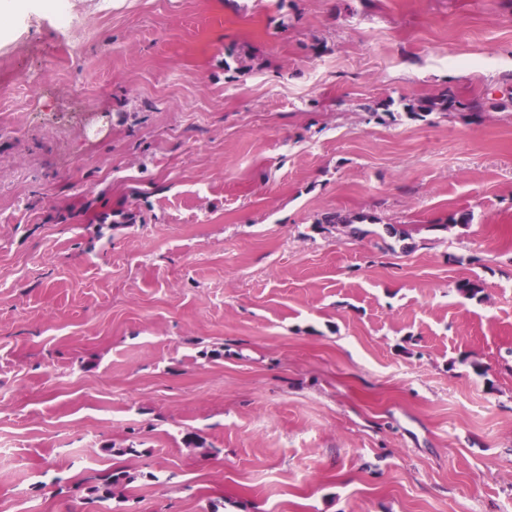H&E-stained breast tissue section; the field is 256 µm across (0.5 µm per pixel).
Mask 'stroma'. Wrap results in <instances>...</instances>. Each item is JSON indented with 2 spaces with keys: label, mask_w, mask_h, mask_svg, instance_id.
I'll use <instances>...</instances> for the list:
<instances>
[{
  "label": "stroma",
  "mask_w": 512,
  "mask_h": 512,
  "mask_svg": "<svg viewBox=\"0 0 512 512\" xmlns=\"http://www.w3.org/2000/svg\"><path fill=\"white\" fill-rule=\"evenodd\" d=\"M67 2L0 21V512H512V0ZM413 117L425 118L434 113L448 112L457 108L468 110L476 118H481V105L477 100L461 102L451 90H444L433 96L422 97L406 105ZM132 476L124 470L115 469L112 473L99 479L90 487V492L98 499H107L112 497L113 490L132 480Z\"/></svg>",
  "instance_id": "stroma-1"
}]
</instances>
